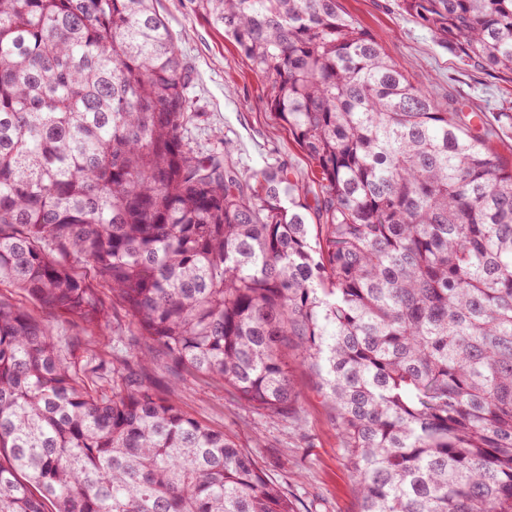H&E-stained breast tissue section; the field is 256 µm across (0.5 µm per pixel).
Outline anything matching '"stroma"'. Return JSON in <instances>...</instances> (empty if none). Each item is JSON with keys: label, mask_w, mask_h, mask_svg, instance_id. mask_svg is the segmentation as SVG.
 <instances>
[{"label": "stroma", "mask_w": 512, "mask_h": 512, "mask_svg": "<svg viewBox=\"0 0 512 512\" xmlns=\"http://www.w3.org/2000/svg\"><path fill=\"white\" fill-rule=\"evenodd\" d=\"M341 7L380 40L385 52L403 66L413 81L425 83L435 100L454 97L469 112H511L512 84L488 76L461 62L424 25L407 15L400 0H340ZM191 70L188 93L200 117L188 130L193 148L211 152L224 138L231 160L245 173L287 161L299 182H306L310 164L288 130L269 117L265 84L247 66L236 48L187 0H157ZM0 297L23 307L41 322L66 357L84 363L86 350L100 359L119 362L121 337L133 326L120 309H113L103 336L74 344L76 327L59 312L41 307L26 294L1 288ZM291 381L299 394L292 419L268 416L223 383L199 374H184L173 382L156 368L149 382L163 398L211 429L224 432L254 456L258 467L297 506L298 512H359L351 466L342 448L331 405L316 389L311 371L294 350L284 352Z\"/></svg>", "instance_id": "stroma-1"}]
</instances>
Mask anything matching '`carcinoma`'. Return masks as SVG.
Returning <instances> with one entry per match:
<instances>
[{
	"mask_svg": "<svg viewBox=\"0 0 512 512\" xmlns=\"http://www.w3.org/2000/svg\"><path fill=\"white\" fill-rule=\"evenodd\" d=\"M156 0H0V286L109 327L83 373L0 298V512H297L223 432L141 381L335 412L360 512H512V144L435 101L339 0H190L312 164L248 175L185 137L190 74ZM512 82V0H401Z\"/></svg>",
	"mask_w": 512,
	"mask_h": 512,
	"instance_id": "obj_1",
	"label": "carcinoma"
}]
</instances>
